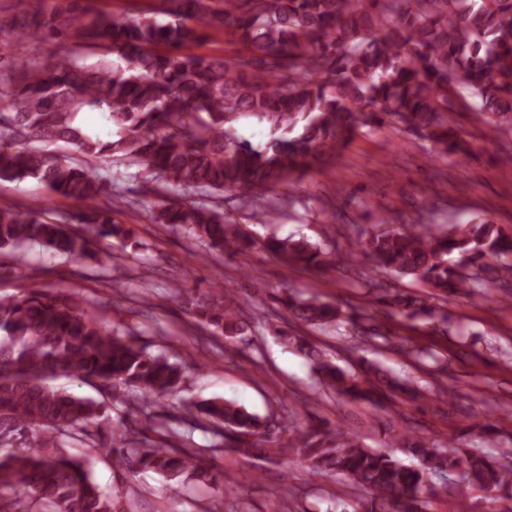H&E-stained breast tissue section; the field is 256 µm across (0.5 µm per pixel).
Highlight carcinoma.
Returning a JSON list of instances; mask_svg holds the SVG:
<instances>
[{"label":"carcinoma","mask_w":512,"mask_h":512,"mask_svg":"<svg viewBox=\"0 0 512 512\" xmlns=\"http://www.w3.org/2000/svg\"><path fill=\"white\" fill-rule=\"evenodd\" d=\"M139 15H91L79 0H62L50 13L29 8L0 17L15 33L4 68L0 55V180L33 177L52 193L81 204L56 219L18 205L0 206V251L20 259L37 244L60 257L94 259L100 241L122 250L138 244L113 218L124 195L96 167L103 159L142 166L156 196L155 224L188 230L210 249L245 254L256 241L218 207L170 195L175 187L206 197L243 191L253 217L276 220L264 197L327 158L338 156L365 126L384 123L417 130L444 152L465 155L467 142L449 117L460 91L465 108L482 116L487 135L512 133V0H161ZM173 21L163 23L157 15ZM219 30L246 55L232 64L188 52ZM58 51L27 58L30 45ZM119 56L121 62L113 60ZM98 113L108 134L90 128ZM251 116L269 129L254 145L233 123ZM77 223L83 231L71 228ZM261 247L301 268L324 263L304 238L272 235ZM353 251L377 266L421 282V291L382 289L378 302L392 317L419 320L430 333L448 315L456 294L512 287V235L489 221L426 225L381 222L360 229ZM174 297L187 315L234 344L259 332L264 320L242 315L224 288ZM285 326L275 334L303 354L323 395L375 403L380 388L412 400L428 389L410 386L370 363L342 368L293 323L314 328L361 327L365 311L316 296L279 298ZM0 512H136L137 497L118 484L96 482L89 460L59 439L84 442L93 433L119 436V447L98 452L117 475L148 469L169 481H192L224 493V472L201 460V449L179 448L164 400L184 381V369L154 354L129 325L106 328L90 304L64 290L32 288L0 298ZM419 364L437 361L433 346L405 348ZM64 374L112 393L117 418L96 400L46 383ZM197 426L213 430L221 447L266 459L295 456L320 478L365 491L369 499L342 512H427L436 480L461 473L457 512H469L470 491H498L495 512H512V463L464 448L469 429L440 446L428 437L398 433L392 442L412 459L365 447L355 432L309 417L288 435L271 436L273 421L226 398L186 406ZM152 417L158 437L130 418Z\"/></svg>","instance_id":"carcinoma-1"}]
</instances>
